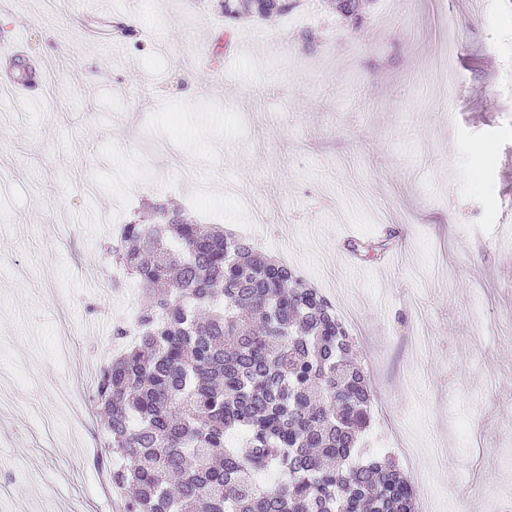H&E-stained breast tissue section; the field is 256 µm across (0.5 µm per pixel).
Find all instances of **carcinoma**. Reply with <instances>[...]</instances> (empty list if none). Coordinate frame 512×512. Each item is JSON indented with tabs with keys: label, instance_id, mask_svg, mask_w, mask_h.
I'll list each match as a JSON object with an SVG mask.
<instances>
[{
	"label": "carcinoma",
	"instance_id": "carcinoma-1",
	"mask_svg": "<svg viewBox=\"0 0 512 512\" xmlns=\"http://www.w3.org/2000/svg\"><path fill=\"white\" fill-rule=\"evenodd\" d=\"M298 0H224V19ZM355 27L362 0H338ZM107 253L152 297L134 347L100 367L94 400L125 512H415L386 457H355L371 421L366 372L330 302L252 243L152 206ZM233 432L244 447L230 448ZM276 468L274 488L256 476Z\"/></svg>",
	"mask_w": 512,
	"mask_h": 512
}]
</instances>
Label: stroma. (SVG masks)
I'll list each match as a JSON object with an SVG mask.
<instances>
[{
    "label": "stroma",
    "mask_w": 512,
    "mask_h": 512,
    "mask_svg": "<svg viewBox=\"0 0 512 512\" xmlns=\"http://www.w3.org/2000/svg\"><path fill=\"white\" fill-rule=\"evenodd\" d=\"M0 6L50 88L0 100V512H112L87 376L142 287L101 292L106 238L153 203L225 231L267 219L263 254L333 304L373 393L358 454L391 456L417 512L512 497V0H368L351 28L225 22L218 0ZM136 36L73 48L82 21ZM452 71L435 67L448 33ZM206 54L210 68L186 66ZM311 70L288 67L290 58Z\"/></svg>",
    "instance_id": "1"
}]
</instances>
